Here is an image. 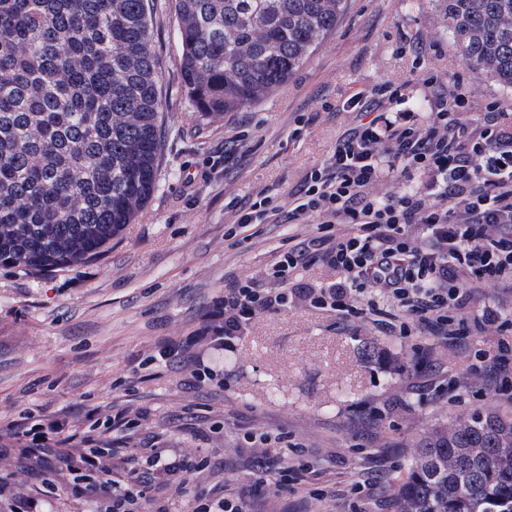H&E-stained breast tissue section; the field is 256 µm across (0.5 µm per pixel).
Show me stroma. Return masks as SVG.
I'll return each mask as SVG.
<instances>
[{
    "mask_svg": "<svg viewBox=\"0 0 512 512\" xmlns=\"http://www.w3.org/2000/svg\"><path fill=\"white\" fill-rule=\"evenodd\" d=\"M162 97L158 187L133 224L100 258L45 273L0 267V512L43 497L44 512H94L49 491L67 472L20 456L15 432L28 415L61 420L72 454L98 442V465L130 471L144 435L202 459L191 485L241 496L252 512H389L414 443L437 425L480 409L512 413L477 356L500 359V332L476 328L471 312L494 301L512 312V287L473 289L449 339L422 327L388 336L373 316L344 318L302 304L255 319L235 349L194 351L213 368L160 359L195 335L215 300L242 277L263 281L288 244L318 235L314 224L236 225L258 192L278 202L299 190L359 115L346 98L409 78L415 52L469 99L512 105V88L458 56L437 0H348L336 30L288 79L256 104L203 117L182 87L172 0L152 21ZM124 413L134 429L109 430ZM288 443L299 480L258 488L248 430ZM372 496L359 492L364 481Z\"/></svg>",
    "mask_w": 512,
    "mask_h": 512,
    "instance_id": "35a3bbf8",
    "label": "stroma"
}]
</instances>
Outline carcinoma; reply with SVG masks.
I'll return each instance as SVG.
<instances>
[{"instance_id":"cac0c4a2","label":"carcinoma","mask_w":512,"mask_h":512,"mask_svg":"<svg viewBox=\"0 0 512 512\" xmlns=\"http://www.w3.org/2000/svg\"><path fill=\"white\" fill-rule=\"evenodd\" d=\"M460 57L512 87V0H438ZM155 0H0V266L95 260L157 185ZM346 0H175L184 92L216 117L285 83ZM393 512H512V414L421 436Z\"/></svg>"}]
</instances>
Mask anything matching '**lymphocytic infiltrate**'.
I'll use <instances>...</instances> for the list:
<instances>
[{
  "label": "lymphocytic infiltrate",
  "instance_id": "obj_1",
  "mask_svg": "<svg viewBox=\"0 0 512 512\" xmlns=\"http://www.w3.org/2000/svg\"><path fill=\"white\" fill-rule=\"evenodd\" d=\"M427 103L408 109V86ZM363 118L336 142L332 153L305 175L287 204L258 193L236 213L241 226L318 224L309 245L282 249L270 272L272 287L246 277L215 302L214 319L198 338L168 343L166 359L184 358L195 341L230 350L260 314L302 300L343 316L384 315L389 335L408 336L432 325L453 335L460 310L476 288L512 285V114L499 102L483 112L449 92L448 81L428 70L412 84L381 82L347 100ZM335 224L347 233H332ZM336 269L339 281L312 288L294 273L314 260ZM366 294L365 306L353 305ZM144 466L125 482L87 456L41 451L44 462L63 460L72 475L66 491L94 498L96 512H169L160 494L170 476L194 470L189 457L156 446L142 448Z\"/></svg>",
  "mask_w": 512,
  "mask_h": 512
}]
</instances>
